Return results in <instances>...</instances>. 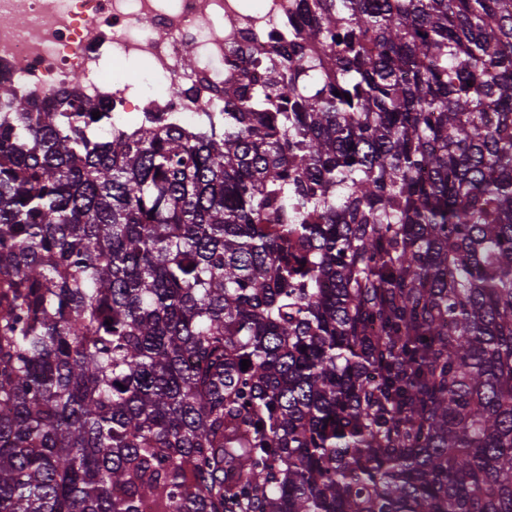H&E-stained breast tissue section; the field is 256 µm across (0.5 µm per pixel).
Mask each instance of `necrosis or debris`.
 Masks as SVG:
<instances>
[{"instance_id":"obj_1","label":"necrosis or debris","mask_w":512,"mask_h":512,"mask_svg":"<svg viewBox=\"0 0 512 512\" xmlns=\"http://www.w3.org/2000/svg\"><path fill=\"white\" fill-rule=\"evenodd\" d=\"M292 0H0V74L39 105L61 90L127 119L179 112L186 124L224 109V82L246 57L268 53ZM196 50L184 67L186 47ZM143 74L110 79L115 62Z\"/></svg>"}]
</instances>
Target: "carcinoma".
I'll return each instance as SVG.
<instances>
[{"instance_id":"obj_1","label":"carcinoma","mask_w":512,"mask_h":512,"mask_svg":"<svg viewBox=\"0 0 512 512\" xmlns=\"http://www.w3.org/2000/svg\"><path fill=\"white\" fill-rule=\"evenodd\" d=\"M0 512H512V0H296L195 126L0 80Z\"/></svg>"}]
</instances>
